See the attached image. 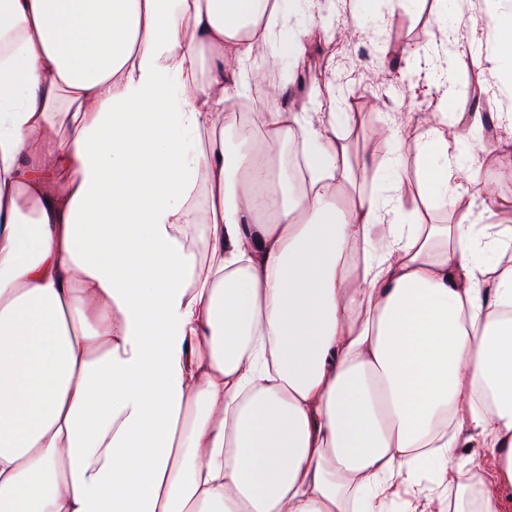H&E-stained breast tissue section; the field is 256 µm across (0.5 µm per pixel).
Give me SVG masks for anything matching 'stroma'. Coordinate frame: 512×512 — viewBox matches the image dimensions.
<instances>
[{
    "instance_id": "obj_1",
    "label": "stroma",
    "mask_w": 512,
    "mask_h": 512,
    "mask_svg": "<svg viewBox=\"0 0 512 512\" xmlns=\"http://www.w3.org/2000/svg\"><path fill=\"white\" fill-rule=\"evenodd\" d=\"M441 0H335L333 11L323 12L312 21L319 45L296 69L285 60L270 56L267 66L281 72V84L294 98L306 96L319 82L335 86L350 122L341 131L343 143L354 160H361L368 149L387 158L394 146L386 137H373L366 125L367 114L400 115L398 129L405 148L399 158L403 182L401 190L407 206H414L422 178L418 159L421 136L432 116L442 109L466 111V94L457 92L449 106H442L438 93L430 88L427 71L441 65L432 50L443 35L436 23ZM408 46L428 48V58L408 57ZM404 76L402 85L389 80L390 73ZM483 127L477 148L480 153V179L495 183L500 195L512 197V157L503 158L495 149L501 135L497 115L512 112V86H501L496 95L476 94Z\"/></svg>"
}]
</instances>
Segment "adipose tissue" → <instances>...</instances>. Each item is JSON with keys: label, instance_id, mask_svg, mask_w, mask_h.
Here are the masks:
<instances>
[{"label": "adipose tissue", "instance_id": "adipose-tissue-1", "mask_svg": "<svg viewBox=\"0 0 512 512\" xmlns=\"http://www.w3.org/2000/svg\"><path fill=\"white\" fill-rule=\"evenodd\" d=\"M458 63L512 84V0ZM321 0H0V512H512V200L480 112L431 123L423 196L355 173L335 94L261 114ZM301 142L298 194L270 146ZM206 193L210 216L196 222ZM498 209L505 220L486 224ZM469 455H462L463 447ZM256 89L257 86L254 90L252 97L249 100H247V102L250 103L248 105L250 106V112H248L246 106H241L232 103L233 108L241 106L235 112H246L248 114V121L246 122V126L244 129V133L248 136H260L262 134V126L259 120V113L265 111V98H262L257 93ZM388 183L389 177L387 171L382 165L378 171L373 170L372 174L368 178L358 176V182L355 185V192L362 194H371L383 189L385 193H391L390 191H388Z\"/></svg>", "mask_w": 512, "mask_h": 512}]
</instances>
